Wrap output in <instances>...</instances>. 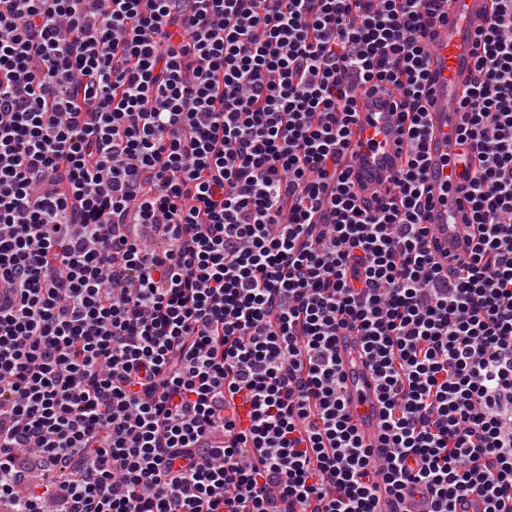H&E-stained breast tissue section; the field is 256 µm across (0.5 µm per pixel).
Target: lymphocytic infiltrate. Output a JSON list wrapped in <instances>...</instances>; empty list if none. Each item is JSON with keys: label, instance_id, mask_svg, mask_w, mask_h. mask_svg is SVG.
<instances>
[{"label": "lymphocytic infiltrate", "instance_id": "1", "mask_svg": "<svg viewBox=\"0 0 512 512\" xmlns=\"http://www.w3.org/2000/svg\"><path fill=\"white\" fill-rule=\"evenodd\" d=\"M438 0H0V502L14 512H512V0L474 34L434 261ZM415 143L344 163L360 94ZM356 332L382 453L344 412ZM34 451L58 474L27 495Z\"/></svg>", "mask_w": 512, "mask_h": 512}]
</instances>
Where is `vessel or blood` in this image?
I'll return each instance as SVG.
<instances>
[{"label":"vessel or blood","mask_w":512,"mask_h":512,"mask_svg":"<svg viewBox=\"0 0 512 512\" xmlns=\"http://www.w3.org/2000/svg\"><path fill=\"white\" fill-rule=\"evenodd\" d=\"M444 19L428 33L430 93L426 122L427 187L432 198L428 214L431 251L436 260L465 255L472 238L466 212L458 204L459 180L453 159L457 154V129L461 114L457 106L468 89L474 71L473 36L490 15L492 0H441ZM350 167L358 185L380 191L392 187L401 168L408 143L401 126L388 110L363 99L351 136ZM345 367L341 392L346 411L356 424L364 444L379 447L382 405L371 370L363 363L357 339H340Z\"/></svg>","instance_id":"obj_1"}]
</instances>
